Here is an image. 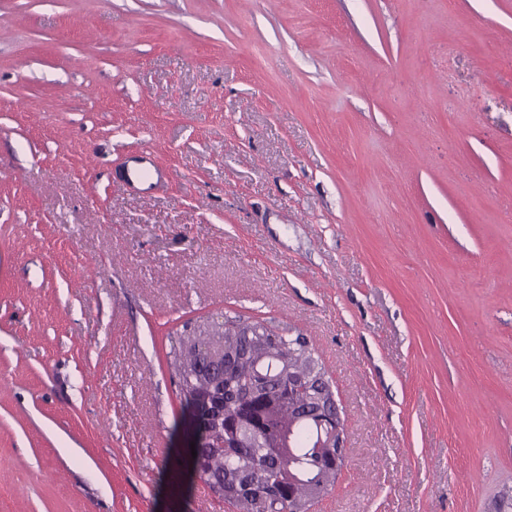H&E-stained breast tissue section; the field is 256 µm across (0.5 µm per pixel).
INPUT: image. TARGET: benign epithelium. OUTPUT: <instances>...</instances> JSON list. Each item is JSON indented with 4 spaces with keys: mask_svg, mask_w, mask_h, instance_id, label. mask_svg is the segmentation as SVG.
<instances>
[{
    "mask_svg": "<svg viewBox=\"0 0 512 512\" xmlns=\"http://www.w3.org/2000/svg\"><path fill=\"white\" fill-rule=\"evenodd\" d=\"M266 330L271 334L268 353L258 352L252 344L254 324L248 322L222 324L221 335L230 337L227 344L204 337L180 346L181 371L193 398L188 406L190 441L197 451L195 457L186 456V468L192 479L205 480L207 448L226 458H250V472L226 488L212 487L215 494L234 503L246 491L266 488L263 462L274 460L279 467L269 484L271 496L279 502L305 504L326 489V484L322 479L303 480L294 467L297 426L308 422L317 428L311 441V447L318 449L317 466L323 476L336 475L345 457L343 420L322 369L309 374L281 367L275 376L267 371V359L282 363L284 357L274 353L278 347L275 330L269 326ZM245 362L251 366L249 384L241 389L228 385L229 373ZM315 379L324 384L320 396L311 403L298 401L297 393Z\"/></svg>",
    "mask_w": 512,
    "mask_h": 512,
    "instance_id": "benign-epithelium-1",
    "label": "benign epithelium"
}]
</instances>
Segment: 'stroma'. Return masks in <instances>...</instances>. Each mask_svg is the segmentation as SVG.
Instances as JSON below:
<instances>
[{"label":"stroma","mask_w":512,"mask_h":512,"mask_svg":"<svg viewBox=\"0 0 512 512\" xmlns=\"http://www.w3.org/2000/svg\"><path fill=\"white\" fill-rule=\"evenodd\" d=\"M225 318L333 386L309 512H494L512 0H0V512H235L172 478L170 351ZM140 160L136 162L129 170L127 181L133 187L137 188L136 183H141L143 181H150L149 185L151 186L156 179L155 185H159L163 179L164 174L162 170L156 167L151 158L150 154H145L138 157Z\"/></svg>","instance_id":"stroma-1"}]
</instances>
